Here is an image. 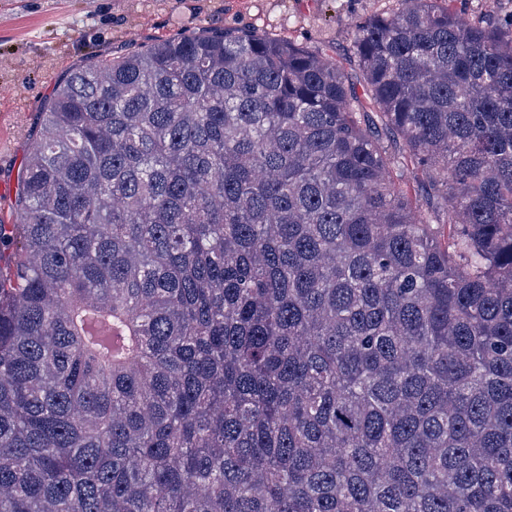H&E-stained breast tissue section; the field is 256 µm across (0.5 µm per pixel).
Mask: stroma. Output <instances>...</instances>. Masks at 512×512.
<instances>
[{
    "label": "stroma",
    "mask_w": 512,
    "mask_h": 512,
    "mask_svg": "<svg viewBox=\"0 0 512 512\" xmlns=\"http://www.w3.org/2000/svg\"><path fill=\"white\" fill-rule=\"evenodd\" d=\"M397 0H0V222L14 223L17 174L44 104L100 54L201 30L246 28L335 59L363 94L358 25Z\"/></svg>",
    "instance_id": "35a3bbf8"
}]
</instances>
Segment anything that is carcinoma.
Returning <instances> with one entry per match:
<instances>
[{
  "instance_id": "cac0c4a2",
  "label": "carcinoma",
  "mask_w": 512,
  "mask_h": 512,
  "mask_svg": "<svg viewBox=\"0 0 512 512\" xmlns=\"http://www.w3.org/2000/svg\"><path fill=\"white\" fill-rule=\"evenodd\" d=\"M402 2L364 103L239 31L65 75L0 223V512H512V16Z\"/></svg>"
}]
</instances>
